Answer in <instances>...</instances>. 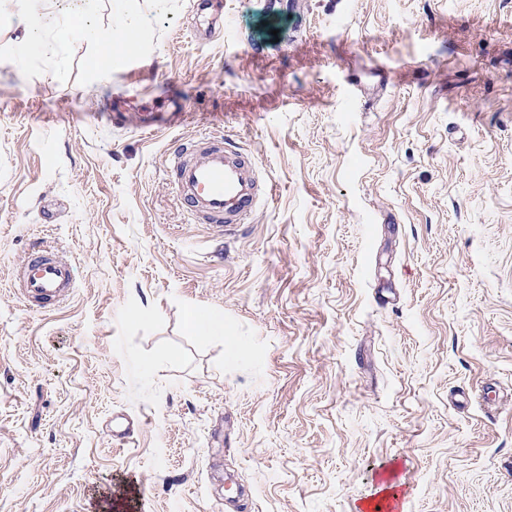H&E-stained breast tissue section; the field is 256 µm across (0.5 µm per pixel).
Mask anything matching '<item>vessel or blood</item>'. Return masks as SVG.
I'll return each instance as SVG.
<instances>
[{
  "mask_svg": "<svg viewBox=\"0 0 512 512\" xmlns=\"http://www.w3.org/2000/svg\"><path fill=\"white\" fill-rule=\"evenodd\" d=\"M256 163L238 144L212 135L179 144L167 155L170 187L193 223L210 229L244 223L257 204L271 197V183L259 180ZM17 295L36 311L60 306L74 290L73 265L35 240L21 266Z\"/></svg>",
  "mask_w": 512,
  "mask_h": 512,
  "instance_id": "1",
  "label": "vessel or blood"
}]
</instances>
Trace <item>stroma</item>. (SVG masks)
<instances>
[{
    "label": "stroma",
    "instance_id": "obj_1",
    "mask_svg": "<svg viewBox=\"0 0 512 512\" xmlns=\"http://www.w3.org/2000/svg\"><path fill=\"white\" fill-rule=\"evenodd\" d=\"M195 2L0 14V512H358L389 470L404 512H512V0ZM208 134L274 184L223 234L165 175ZM21 272L17 295L25 307L36 311L55 309L73 293L72 262L48 250L41 239L34 240ZM187 328L194 335L199 337H211L224 335V314L211 312L206 315L189 313Z\"/></svg>",
    "mask_w": 512,
    "mask_h": 512
}]
</instances>
